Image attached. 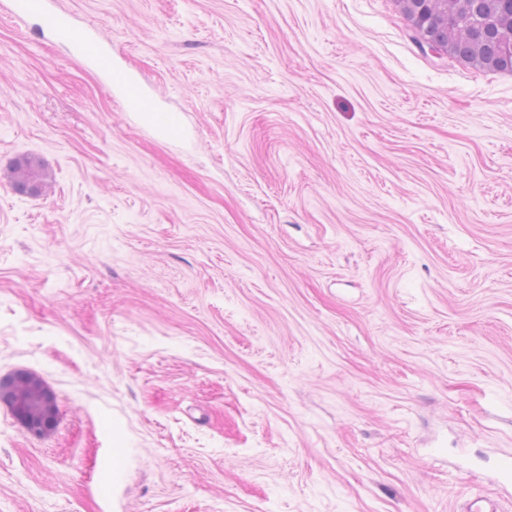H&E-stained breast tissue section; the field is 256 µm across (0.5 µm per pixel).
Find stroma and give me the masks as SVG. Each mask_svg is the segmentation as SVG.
Wrapping results in <instances>:
<instances>
[{
  "instance_id": "obj_1",
  "label": "stroma",
  "mask_w": 512,
  "mask_h": 512,
  "mask_svg": "<svg viewBox=\"0 0 512 512\" xmlns=\"http://www.w3.org/2000/svg\"><path fill=\"white\" fill-rule=\"evenodd\" d=\"M0 14V512H465L512 455V72L401 0ZM29 157L40 195L7 175ZM121 466H114V456ZM7 8L14 16L34 17L43 30L59 41L70 45L76 55L96 69L104 78L112 95L129 112H136L143 120L158 123L161 131L172 139L182 135L180 119L173 114H162L146 98L140 83L118 73L112 66V51L94 31L77 32L72 16L53 5L52 0H8ZM12 411L15 417L24 427L25 431L32 436H41L44 434V425L42 421L31 413L27 405L21 401L11 403Z\"/></svg>"
}]
</instances>
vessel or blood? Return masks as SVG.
Instances as JSON below:
<instances>
[{
	"mask_svg": "<svg viewBox=\"0 0 512 512\" xmlns=\"http://www.w3.org/2000/svg\"><path fill=\"white\" fill-rule=\"evenodd\" d=\"M7 8L12 15L38 19L43 30L70 45L79 58L103 76L107 88L127 111L138 114L143 120L159 124L169 138L181 137L182 125L179 118L173 114L160 113L146 98L138 81L113 68L112 51L97 33L77 32L71 15L55 7L53 0H7Z\"/></svg>",
	"mask_w": 512,
	"mask_h": 512,
	"instance_id": "1",
	"label": "vessel or blood"
}]
</instances>
